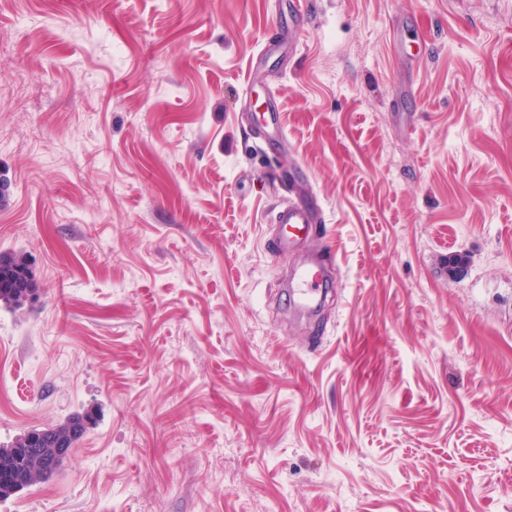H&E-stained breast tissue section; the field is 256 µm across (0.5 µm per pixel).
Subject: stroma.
Masks as SVG:
<instances>
[{
    "instance_id": "stroma-1",
    "label": "stroma",
    "mask_w": 512,
    "mask_h": 512,
    "mask_svg": "<svg viewBox=\"0 0 512 512\" xmlns=\"http://www.w3.org/2000/svg\"><path fill=\"white\" fill-rule=\"evenodd\" d=\"M291 3L0 0V512H512V0ZM318 221L317 210L302 199L283 204L277 212L276 224L288 228V232L278 231L273 239L272 253L299 249L310 237ZM39 285L34 279L27 258L23 254L0 255V301L21 307L38 295ZM326 276L324 264L312 257L309 264L300 272L296 284L298 297L304 306H309L315 301L318 288ZM80 415L81 414H77L69 418L64 423H60L54 427H49L48 429L43 430L42 434L46 438H50L51 435L56 432L68 429L74 423H77ZM86 430L87 429L82 430L78 435H75L72 441V430L58 433L53 439L54 455L52 456L43 455L42 449L40 448L43 444L42 434L40 432L30 430L29 432L22 434L20 436V446L17 452L24 456L25 459L30 458L31 462L29 463L28 468L25 471H22L18 480L11 482L12 489L9 492V495H13L25 488L42 483L48 478H51L60 467V464L70 455L74 441L77 439L79 440Z\"/></svg>"
}]
</instances>
